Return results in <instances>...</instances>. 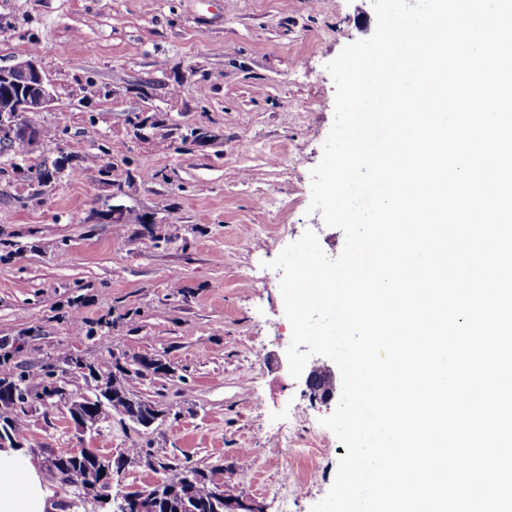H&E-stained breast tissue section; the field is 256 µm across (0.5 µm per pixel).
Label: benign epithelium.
Listing matches in <instances>:
<instances>
[{"mask_svg":"<svg viewBox=\"0 0 512 512\" xmlns=\"http://www.w3.org/2000/svg\"><path fill=\"white\" fill-rule=\"evenodd\" d=\"M56 100L55 86L41 65L39 55L30 53L12 64L0 66V127L11 126L13 133L25 137L29 150L41 142L35 116L48 110ZM67 154L59 150L57 157L45 161L42 188L50 187L68 166ZM334 374L329 369L311 372L306 385L313 399L327 403L334 397ZM226 512H263L259 502L224 492Z\"/></svg>","mask_w":512,"mask_h":512,"instance_id":"7a95c632","label":"benign epithelium"}]
</instances>
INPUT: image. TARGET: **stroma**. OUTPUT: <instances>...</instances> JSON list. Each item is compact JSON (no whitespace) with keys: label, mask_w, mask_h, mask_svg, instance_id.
Wrapping results in <instances>:
<instances>
[{"label":"stroma","mask_w":512,"mask_h":512,"mask_svg":"<svg viewBox=\"0 0 512 512\" xmlns=\"http://www.w3.org/2000/svg\"><path fill=\"white\" fill-rule=\"evenodd\" d=\"M375 27L371 0H0V65L39 51L57 101L37 120L70 156L36 198L0 158V373L37 395L21 456L48 512L93 510L43 466L77 448L189 462L264 512H311L326 495L341 444L320 420L336 405L277 367L292 327L269 263L309 229L329 257L344 246L307 211L334 120L326 65ZM90 82L99 95L81 98ZM174 122L195 139L174 141ZM103 142L118 198L91 162ZM111 197L123 223L99 218ZM116 352L170 368L129 382L163 411L150 426L114 413L85 431L40 399L50 369L94 396Z\"/></svg>","instance_id":"obj_1"}]
</instances>
